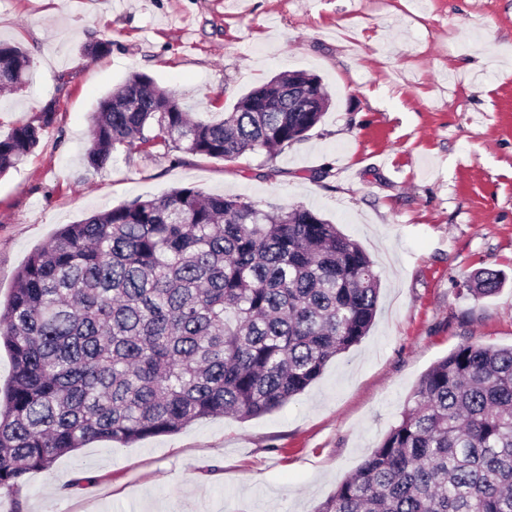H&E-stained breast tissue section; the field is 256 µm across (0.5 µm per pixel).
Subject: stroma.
Wrapping results in <instances>:
<instances>
[{
    "label": "stroma",
    "instance_id": "35a3bbf8",
    "mask_svg": "<svg viewBox=\"0 0 512 512\" xmlns=\"http://www.w3.org/2000/svg\"><path fill=\"white\" fill-rule=\"evenodd\" d=\"M100 39L110 53L88 61ZM0 41L35 69L0 96V135L56 104L39 147L0 177L1 303L62 226L184 187L310 208L380 281L368 334L279 411L91 443L0 495V512H317L434 363L464 343L512 346V0H0ZM288 71L320 77L331 105L274 160H84L99 100L131 74L228 112ZM480 270L504 273L497 294L467 290Z\"/></svg>",
    "mask_w": 512,
    "mask_h": 512
}]
</instances>
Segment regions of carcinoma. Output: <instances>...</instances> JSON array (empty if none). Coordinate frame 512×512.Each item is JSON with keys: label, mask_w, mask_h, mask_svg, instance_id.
Masks as SVG:
<instances>
[{"label": "carcinoma", "mask_w": 512, "mask_h": 512, "mask_svg": "<svg viewBox=\"0 0 512 512\" xmlns=\"http://www.w3.org/2000/svg\"><path fill=\"white\" fill-rule=\"evenodd\" d=\"M32 59L0 42V86L20 92ZM273 77L230 112L186 110L148 75L99 101L86 159L121 150L273 159L330 106L290 112ZM55 102L0 136V174L41 142ZM502 273L467 284L494 295ZM373 263L304 206L179 188L67 224L34 249L0 307L12 360L0 391V493L97 441L127 446L202 418H257L303 393L369 331ZM317 512H512V347L463 344L421 377L400 421Z\"/></svg>", "instance_id": "cac0c4a2"}]
</instances>
